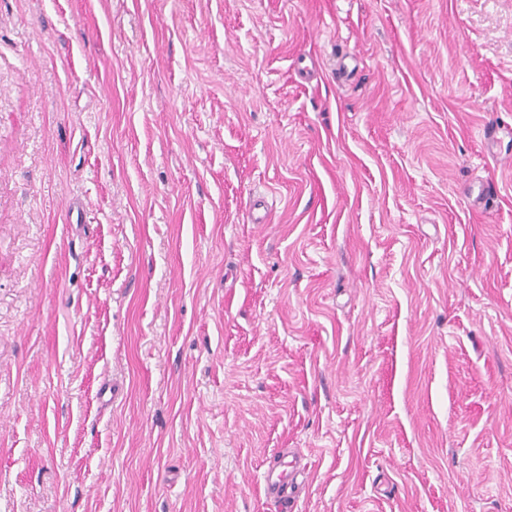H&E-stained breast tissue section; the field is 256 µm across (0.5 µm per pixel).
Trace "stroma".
Listing matches in <instances>:
<instances>
[{"mask_svg": "<svg viewBox=\"0 0 512 512\" xmlns=\"http://www.w3.org/2000/svg\"><path fill=\"white\" fill-rule=\"evenodd\" d=\"M495 125L512 0H0V512H512Z\"/></svg>", "mask_w": 512, "mask_h": 512, "instance_id": "stroma-1", "label": "stroma"}]
</instances>
